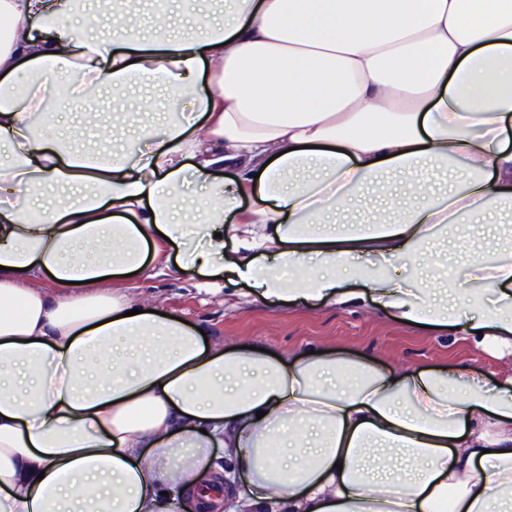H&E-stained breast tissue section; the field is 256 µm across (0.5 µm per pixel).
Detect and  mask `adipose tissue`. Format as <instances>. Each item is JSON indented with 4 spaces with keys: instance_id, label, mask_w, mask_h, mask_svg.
<instances>
[{
    "instance_id": "obj_1",
    "label": "adipose tissue",
    "mask_w": 512,
    "mask_h": 512,
    "mask_svg": "<svg viewBox=\"0 0 512 512\" xmlns=\"http://www.w3.org/2000/svg\"><path fill=\"white\" fill-rule=\"evenodd\" d=\"M225 3L178 37L161 8L150 39L113 6L99 40L70 22L81 0L66 21L57 0H0V512H490L512 495V367L208 342L127 284L171 256L202 289L383 311L512 357V258L492 255L512 237V0ZM53 74L82 98L159 85L196 115L112 154L49 142ZM463 226L466 278L436 287L434 245ZM408 256L421 277L398 275ZM217 448L244 480L229 495Z\"/></svg>"
}]
</instances>
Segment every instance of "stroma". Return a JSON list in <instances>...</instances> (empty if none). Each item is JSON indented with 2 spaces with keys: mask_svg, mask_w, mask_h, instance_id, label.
Listing matches in <instances>:
<instances>
[{
  "mask_svg": "<svg viewBox=\"0 0 512 512\" xmlns=\"http://www.w3.org/2000/svg\"><path fill=\"white\" fill-rule=\"evenodd\" d=\"M67 83L60 75L50 79L49 110L54 118L42 128L45 139L78 145L110 122L114 112L132 116L140 106L141 92L135 87L118 94L105 88L95 99L85 101L68 97ZM131 286L135 299L202 326L209 339L217 342L246 338L282 352L331 346L344 355L369 356L381 366L445 364L464 372L478 371L488 378L501 367L500 360L462 333L420 330L383 313L360 308H288L241 296L234 289L210 296L200 293L194 280L174 269L162 275L145 270L132 279Z\"/></svg>",
  "mask_w": 512,
  "mask_h": 512,
  "instance_id": "stroma-1",
  "label": "stroma"
}]
</instances>
